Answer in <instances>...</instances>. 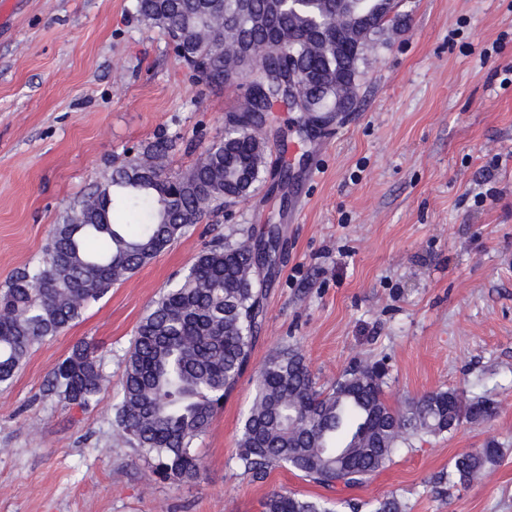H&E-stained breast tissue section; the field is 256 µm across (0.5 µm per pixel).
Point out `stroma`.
Listing matches in <instances>:
<instances>
[{"instance_id": "35a3bbf8", "label": "stroma", "mask_w": 512, "mask_h": 512, "mask_svg": "<svg viewBox=\"0 0 512 512\" xmlns=\"http://www.w3.org/2000/svg\"><path fill=\"white\" fill-rule=\"evenodd\" d=\"M405 28L362 69L351 112L311 135L282 107L261 129L271 162L242 201L191 225L62 333L36 343L0 389V512H263L274 492L373 512H512V0H400ZM245 88H207L129 0H0V286L42 256L61 212L113 160L159 132L190 166ZM494 190L477 205L475 195ZM281 228L250 364L198 440L201 476L160 478L112 432L114 392L89 406L48 391L85 341L119 384L152 302L209 244ZM318 385L384 363L388 403L456 389L496 414L402 449L369 483L336 491L285 467L236 465L255 375L278 350ZM495 442L469 485L442 481L460 452Z\"/></svg>"}]
</instances>
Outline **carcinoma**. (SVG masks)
Instances as JSON below:
<instances>
[{
    "label": "carcinoma",
    "instance_id": "carcinoma-1",
    "mask_svg": "<svg viewBox=\"0 0 512 512\" xmlns=\"http://www.w3.org/2000/svg\"><path fill=\"white\" fill-rule=\"evenodd\" d=\"M387 0H130L145 24L163 29L175 56L210 88L233 76L247 84L238 113L185 169L168 161L177 136L162 135L112 163L104 181L73 200L51 229L42 258L19 269L0 290V385H7L31 346L64 331L85 307L134 274L224 204L247 197L267 167L252 113L268 111L265 70L278 46L297 72L299 96L326 108L355 96L361 65L386 29L404 28ZM280 232L214 244L155 300L137 325L113 428L155 462L166 480L200 477L196 441L211 425L247 368L264 317L257 251L277 266ZM108 386L97 353L75 344L54 368L48 390L87 406ZM495 409L464 402L455 389L426 393L395 409L376 366L316 386L294 350L271 355L259 369L243 418L237 465L258 479L286 466L335 488L367 483L402 448L423 436L479 424ZM501 455L491 442L457 455L441 479L465 485ZM264 512H335L324 501L272 493Z\"/></svg>",
    "mask_w": 512,
    "mask_h": 512
}]
</instances>
